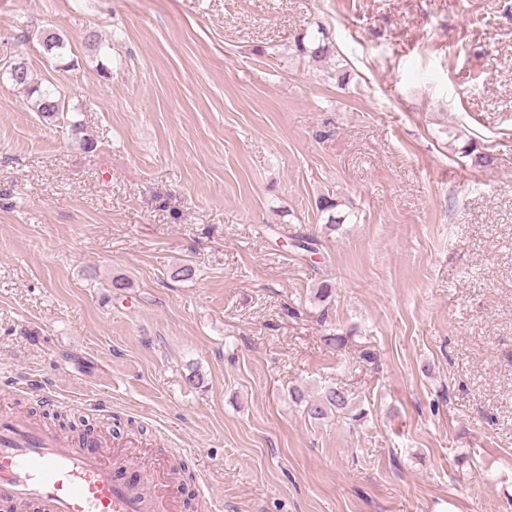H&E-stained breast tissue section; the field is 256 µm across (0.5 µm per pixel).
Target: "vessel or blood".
I'll return each mask as SVG.
<instances>
[{
    "mask_svg": "<svg viewBox=\"0 0 512 512\" xmlns=\"http://www.w3.org/2000/svg\"><path fill=\"white\" fill-rule=\"evenodd\" d=\"M27 418L0 414V507L5 512H183L158 470L132 486L96 450Z\"/></svg>",
    "mask_w": 512,
    "mask_h": 512,
    "instance_id": "vessel-or-blood-1",
    "label": "vessel or blood"
}]
</instances>
